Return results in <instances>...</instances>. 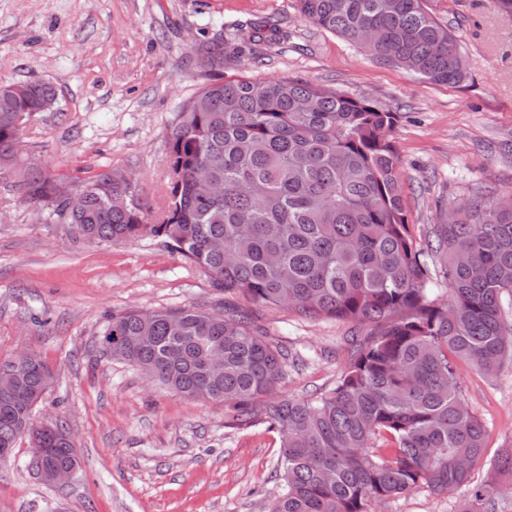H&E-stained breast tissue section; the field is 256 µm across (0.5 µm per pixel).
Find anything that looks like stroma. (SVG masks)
<instances>
[{"instance_id": "35a3bbf8", "label": "stroma", "mask_w": 512, "mask_h": 512, "mask_svg": "<svg viewBox=\"0 0 512 512\" xmlns=\"http://www.w3.org/2000/svg\"><path fill=\"white\" fill-rule=\"evenodd\" d=\"M432 8L461 37L468 74L460 84L373 60L302 20L293 0H0V83L42 80L58 91L55 108L34 114L23 133L25 161L72 183L105 169L133 172L143 203L156 210L174 113L208 78L191 43L238 23L278 22L287 42L261 45L258 59L225 68V79H299L397 112L404 206L422 242L449 206L477 192L512 193V15L494 0H434ZM225 301L162 239L73 238L0 178V358L28 350L51 366L53 384L34 415L63 424L81 461L69 481L47 483L20 440L0 461V512H267L283 487L276 431L229 426L223 405L172 394L100 347L111 315L217 311ZM250 311L268 340L295 357L281 394L335 387L351 324L285 308ZM457 375L487 432L469 483L442 495L417 487L375 512H460L498 454L512 451V361L492 375L462 362Z\"/></svg>"}]
</instances>
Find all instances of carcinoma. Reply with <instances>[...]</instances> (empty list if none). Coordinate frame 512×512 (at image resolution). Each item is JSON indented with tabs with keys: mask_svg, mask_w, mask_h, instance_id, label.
<instances>
[{
	"mask_svg": "<svg viewBox=\"0 0 512 512\" xmlns=\"http://www.w3.org/2000/svg\"><path fill=\"white\" fill-rule=\"evenodd\" d=\"M428 2L295 0L303 20L373 59L459 84L461 41ZM191 53L212 79L175 113L161 215L112 169L83 179L72 203L56 195V175L30 167L18 181L22 196L89 242L161 238L226 296L373 329L351 338L336 387L307 399L277 394L288 352L237 305L114 315L103 351L175 395L224 404L237 426L275 430L284 488L269 512H372L415 487L443 494L468 482L486 431L457 362L494 373L512 358L500 304L512 293V205L476 194L422 245L405 218L391 137L397 113L301 80L226 81L224 67L255 54L235 36L204 34ZM56 98L46 81L0 84V170L18 161V116L47 112ZM200 173L224 193L204 196ZM435 255L448 280L444 302L431 288ZM218 353L224 371L212 376L206 363ZM3 376L14 383L7 391L0 381V448H14L38 431L25 395L47 392L50 369L40 357L17 371L0 359ZM45 447L55 449L48 461L71 460L62 436Z\"/></svg>",
	"mask_w": 512,
	"mask_h": 512,
	"instance_id": "obj_1",
	"label": "carcinoma"
}]
</instances>
